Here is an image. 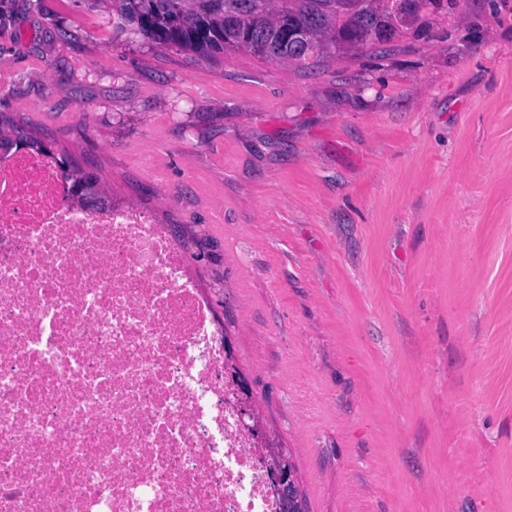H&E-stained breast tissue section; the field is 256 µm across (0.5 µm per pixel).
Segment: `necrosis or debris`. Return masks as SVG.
I'll return each instance as SVG.
<instances>
[{"instance_id": "obj_1", "label": "necrosis or debris", "mask_w": 512, "mask_h": 512, "mask_svg": "<svg viewBox=\"0 0 512 512\" xmlns=\"http://www.w3.org/2000/svg\"><path fill=\"white\" fill-rule=\"evenodd\" d=\"M186 254L0 158V512H278Z\"/></svg>"}]
</instances>
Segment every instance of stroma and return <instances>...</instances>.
Listing matches in <instances>:
<instances>
[{"label": "stroma", "mask_w": 512, "mask_h": 512, "mask_svg": "<svg viewBox=\"0 0 512 512\" xmlns=\"http://www.w3.org/2000/svg\"><path fill=\"white\" fill-rule=\"evenodd\" d=\"M0 112L166 225L305 512H512V0L313 70L0 0Z\"/></svg>", "instance_id": "stroma-1"}]
</instances>
